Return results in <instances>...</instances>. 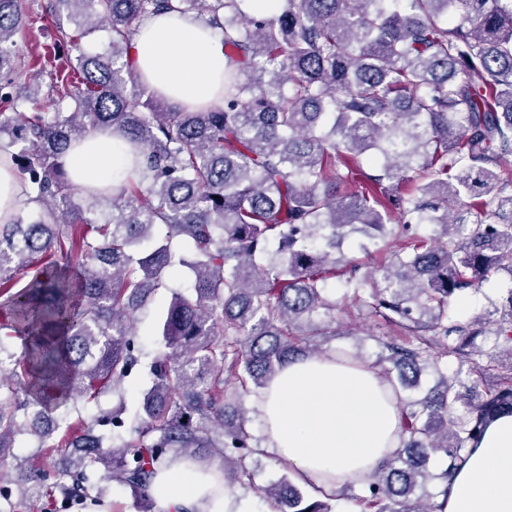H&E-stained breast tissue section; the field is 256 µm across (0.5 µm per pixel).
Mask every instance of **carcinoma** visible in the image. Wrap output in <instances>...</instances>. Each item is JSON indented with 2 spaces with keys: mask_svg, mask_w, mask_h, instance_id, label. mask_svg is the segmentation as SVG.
Listing matches in <instances>:
<instances>
[{
  "mask_svg": "<svg viewBox=\"0 0 512 512\" xmlns=\"http://www.w3.org/2000/svg\"><path fill=\"white\" fill-rule=\"evenodd\" d=\"M53 2L78 55L65 67L45 56L60 99L28 112L14 78L22 0H0V158L28 187L0 223V512H15L16 494L31 508L57 494L97 501L113 481L151 512L173 455L229 486L251 479L259 439L229 381L264 389L324 352L343 313L399 330L377 336L372 367L399 401L401 448L353 500L442 512L467 449L512 415V288L466 322L450 314L466 291L512 280V0H284L271 17L246 0ZM160 11L218 30L222 103H171L129 65L137 27ZM102 26L110 49L81 50ZM97 131L144 158L110 194L83 193L63 164ZM348 238L381 263L346 257ZM174 266L192 285L171 294L136 423L114 410L49 443L79 402L131 375L136 313ZM21 435L35 456L13 454ZM260 492L274 512H332L338 497L290 472Z\"/></svg>",
  "mask_w": 512,
  "mask_h": 512,
  "instance_id": "obj_1",
  "label": "carcinoma"
}]
</instances>
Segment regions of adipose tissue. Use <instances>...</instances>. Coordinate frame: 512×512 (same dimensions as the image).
Masks as SVG:
<instances>
[{
  "label": "adipose tissue",
  "instance_id": "ef3b65f1",
  "mask_svg": "<svg viewBox=\"0 0 512 512\" xmlns=\"http://www.w3.org/2000/svg\"><path fill=\"white\" fill-rule=\"evenodd\" d=\"M132 68L168 101L194 108L224 99V44L192 15H151L129 50ZM75 184L111 189L133 168L125 143L104 132L77 142L65 157ZM268 451L311 487L362 484L401 446L399 403L369 364L345 365L335 355L285 366L253 402ZM165 512H240L219 471L203 472L171 458L150 490ZM444 512H512V416L496 420L448 486Z\"/></svg>",
  "mask_w": 512,
  "mask_h": 512
}]
</instances>
